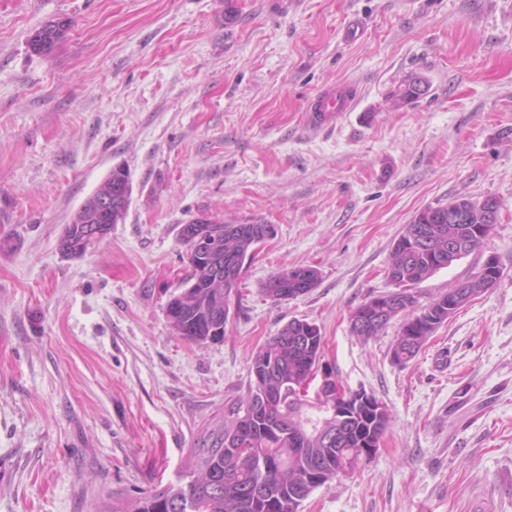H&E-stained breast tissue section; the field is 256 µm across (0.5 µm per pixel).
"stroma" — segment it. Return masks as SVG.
<instances>
[{"mask_svg":"<svg viewBox=\"0 0 512 512\" xmlns=\"http://www.w3.org/2000/svg\"><path fill=\"white\" fill-rule=\"evenodd\" d=\"M72 21L52 55L29 34ZM413 77L427 95L400 110ZM356 104L310 127L321 90ZM127 216L80 257L58 246L112 167ZM495 198L482 247L413 285L420 304L495 257L499 282L407 364L393 320L349 316L394 291L415 213ZM271 224L219 343L173 336L181 224ZM0 512H98L176 481L199 432L243 399L251 359L289 320L316 324L348 389L389 426L375 456L301 512H512V0H0ZM320 272L275 306L282 268ZM289 271L308 272L312 274L313 281L309 285H305L297 279L288 277ZM289 275L293 276L292 272ZM319 280V270L313 266H298L293 268H284L273 272L262 284L259 289L260 293L273 304H281L298 295L303 296L315 288ZM288 298V299H287Z\"/></svg>","mask_w":512,"mask_h":512,"instance_id":"stroma-1","label":"stroma"}]
</instances>
